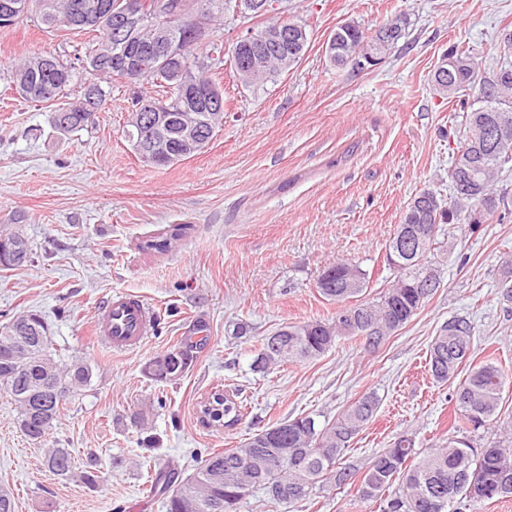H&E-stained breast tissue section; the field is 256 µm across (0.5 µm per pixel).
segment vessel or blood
Wrapping results in <instances>:
<instances>
[{
	"instance_id": "b4317fda",
	"label": "vessel or blood",
	"mask_w": 512,
	"mask_h": 512,
	"mask_svg": "<svg viewBox=\"0 0 512 512\" xmlns=\"http://www.w3.org/2000/svg\"><path fill=\"white\" fill-rule=\"evenodd\" d=\"M155 314L137 296L117 293L100 306L93 321L97 339L113 349L138 347L153 328Z\"/></svg>"
}]
</instances>
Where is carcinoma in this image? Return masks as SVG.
<instances>
[{"label":"carcinoma","instance_id":"carcinoma-1","mask_svg":"<svg viewBox=\"0 0 512 512\" xmlns=\"http://www.w3.org/2000/svg\"><path fill=\"white\" fill-rule=\"evenodd\" d=\"M154 0H0V22L13 23L35 17L49 31L73 34L95 33L73 55L30 51L17 58L8 69L10 82L22 99L54 106L51 124L59 132L69 133L88 126L87 112H100L107 105L110 91L105 86L115 79H126L127 66L135 86L151 80L162 93L154 96L141 90L131 97V112L163 104L167 112L192 117L204 135L212 134L210 110L183 101L172 86L166 66L153 53L152 28L141 29L135 43L118 42L115 20L134 4L138 10L150 8ZM207 6L205 17L210 33L224 24V0H198ZM85 13L102 14L104 20L82 23ZM178 44L192 41L191 25L176 19L167 22ZM408 19L394 15L373 34L356 23L344 22L329 36L333 48L326 52L337 67L361 68L358 59L372 54L378 58L390 52L406 35ZM309 46V38L288 41L265 54V65L252 71L244 65L247 51L231 50L232 76L244 87L274 82L297 65ZM224 41L211 38L203 46L188 51L189 65L195 68L205 87L224 93L221 66L224 65ZM505 75L494 71L484 83L475 84L480 73L477 54L456 45L448 47L434 70L431 83L440 95L453 97L465 91L475 95L478 107L467 113L469 135L459 143L458 155L448 169V179L457 183L448 203L438 200L441 224H466L475 229L498 211L500 197L495 186L500 174L512 162V142L505 148L490 146L491 131L500 121L512 127V63L503 62ZM448 70V77L441 71ZM408 204L386 248L401 241L403 229L425 223L421 197ZM179 224L168 236H153L143 243L146 250L162 252L172 239L182 235ZM437 236L426 237L423 249L411 257H400L404 267L395 268V279L379 297L353 305L349 298L367 287V274L350 263H338L319 275L321 295L338 303L336 316L328 322L311 321L285 326L263 339L254 361L258 371H268L286 362L316 358L329 350L342 336H359L371 346L370 337L387 336L403 327L439 283L418 288L422 269L433 265L431 254ZM0 266L7 269L24 263L30 249L17 232L0 233ZM26 336V354L13 360L12 336ZM475 327L462 316L445 322L429 347L430 371L440 383L457 382L452 395L455 402L454 429L464 433L448 439V445L425 454L414 449V441L401 436L376 455L364 471L339 466V461L353 439L372 420L379 407L375 393L369 392L347 406L333 422L321 427L315 418L304 415L261 430L237 448L213 452L193 473L180 479L167 500V512H237L239 503L256 489H261L274 503L294 504L309 497L316 485L331 483L336 487L354 485L359 497L379 503L380 512H447L454 502H481L512 496V424L503 427L506 439L479 448L465 433L475 432L491 421L498 409L505 383L503 370L495 363L472 360ZM205 339L185 336L147 366L148 374L160 382L174 381L188 370L195 350ZM92 368L80 360L66 361L56 356L45 319L38 314L18 316L0 331V386L14 401L19 425L32 440L43 438L59 416L60 406L54 394L44 389L47 379L59 376L71 388L87 387L92 382ZM212 403L223 412L222 426L232 427L241 419V405L230 396L216 394ZM288 449V457L282 450ZM72 457L66 448H50L45 456L47 468L58 475L71 469ZM398 492L387 493L394 482Z\"/></svg>","mask_w":512,"mask_h":512}]
</instances>
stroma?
Returning a JSON list of instances; mask_svg holds the SVG:
<instances>
[{
    "label": "stroma",
    "mask_w": 512,
    "mask_h": 512,
    "mask_svg": "<svg viewBox=\"0 0 512 512\" xmlns=\"http://www.w3.org/2000/svg\"><path fill=\"white\" fill-rule=\"evenodd\" d=\"M285 17L311 42L297 66L273 83L246 88L224 72V127L200 154L165 168L143 163L121 134L130 105L123 80L88 127L62 135L52 109L16 98L7 66L30 50L73 52L83 38L48 32L36 19L0 31V228L31 245L23 265L0 270V326L32 312L49 324L64 359L93 368L90 387L65 399L42 440L26 437L11 397L0 389V488L14 512H166L153 473H192L211 453L236 448L260 430L301 415L334 420L363 394L376 415L342 462L365 469L398 436L425 451L453 434L452 386L429 372L428 346L454 316L472 321L476 360L500 364L507 378L497 417L479 441L499 440L512 421V304L501 300L504 258H512V171L497 185V213L477 229L446 224L433 263L441 284L404 327L378 348L342 337L320 357L259 372L262 338L296 323L335 317L317 290L326 267L345 261L368 276L378 297L395 273L385 247L408 203L424 190L448 199V169L466 133L473 99L434 93L431 74L449 45L473 49L489 74L503 55L512 0H286ZM407 16L406 36L377 66H334L323 44L338 24L371 31ZM184 224L165 253L141 241ZM151 304L157 327L133 350L99 345L95 310L111 295ZM207 343L185 375L159 382L148 363L195 321ZM247 333L235 335L237 324ZM235 389L244 415L230 429L203 428L200 403ZM49 448L69 449L73 474L44 465ZM97 458L100 480L78 473ZM238 512H379L354 486L314 488L292 506L256 490Z\"/></svg>",
    "instance_id": "stroma-1"
}]
</instances>
